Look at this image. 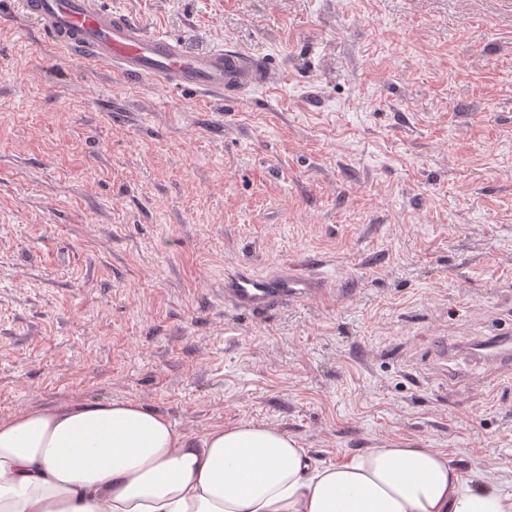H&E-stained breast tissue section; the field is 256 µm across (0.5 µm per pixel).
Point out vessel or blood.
I'll list each match as a JSON object with an SVG mask.
<instances>
[{
  "mask_svg": "<svg viewBox=\"0 0 512 512\" xmlns=\"http://www.w3.org/2000/svg\"><path fill=\"white\" fill-rule=\"evenodd\" d=\"M0 12L32 23L54 46L110 68L129 83L221 98L271 88L280 80L248 51H189L180 41L147 33L121 12L101 9L97 0H0ZM335 294L327 276L288 267L269 275L241 271L224 279L225 306L255 315L328 301ZM469 352L489 365H512V336L475 338Z\"/></svg>",
  "mask_w": 512,
  "mask_h": 512,
  "instance_id": "obj_1",
  "label": "vessel or blood"
}]
</instances>
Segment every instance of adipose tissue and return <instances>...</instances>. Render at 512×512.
<instances>
[{
    "mask_svg": "<svg viewBox=\"0 0 512 512\" xmlns=\"http://www.w3.org/2000/svg\"><path fill=\"white\" fill-rule=\"evenodd\" d=\"M0 512H512L433 448H376L323 466L252 423L200 435L132 401L0 419Z\"/></svg>",
    "mask_w": 512,
    "mask_h": 512,
    "instance_id": "obj_1",
    "label": "adipose tissue"
}]
</instances>
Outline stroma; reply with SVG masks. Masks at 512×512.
I'll return each mask as SVG.
<instances>
[{"instance_id": "1", "label": "stroma", "mask_w": 512, "mask_h": 512, "mask_svg": "<svg viewBox=\"0 0 512 512\" xmlns=\"http://www.w3.org/2000/svg\"><path fill=\"white\" fill-rule=\"evenodd\" d=\"M278 66L234 99L128 84L0 21V418L133 401L340 464L434 448L512 491V0H100ZM322 267L336 297L224 307ZM335 294L331 280L322 273H300L288 267L269 275L241 271L224 276V307L255 315L329 301ZM469 353L489 365H512V336L476 337Z\"/></svg>"}]
</instances>
